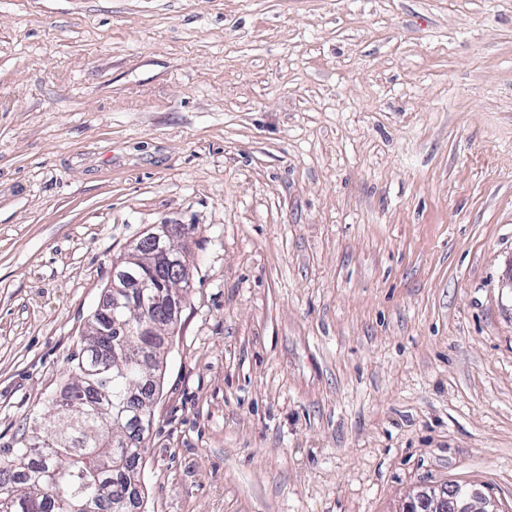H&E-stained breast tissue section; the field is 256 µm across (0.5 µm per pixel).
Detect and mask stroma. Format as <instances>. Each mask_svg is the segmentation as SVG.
I'll use <instances>...</instances> for the list:
<instances>
[{
  "label": "stroma",
  "mask_w": 512,
  "mask_h": 512,
  "mask_svg": "<svg viewBox=\"0 0 512 512\" xmlns=\"http://www.w3.org/2000/svg\"><path fill=\"white\" fill-rule=\"evenodd\" d=\"M185 229L138 512H512V0H0V446ZM495 502L474 487L448 486L427 488L416 492L406 503L403 512H499Z\"/></svg>",
  "instance_id": "stroma-1"
}]
</instances>
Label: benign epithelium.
I'll return each mask as SVG.
<instances>
[{"mask_svg": "<svg viewBox=\"0 0 512 512\" xmlns=\"http://www.w3.org/2000/svg\"><path fill=\"white\" fill-rule=\"evenodd\" d=\"M176 226L156 224L136 243L123 259L113 263L112 281L108 285L105 308L112 314L122 313L129 308L139 312L160 308L168 313L169 319L180 316L182 305L192 288V275L181 251L175 245ZM166 267L170 277L160 284L165 289L164 300H159L151 290L150 276L154 270ZM131 288L140 289L137 301H132ZM124 359L135 361L138 352L128 346L126 324L113 325ZM403 512H499L495 502L474 487L451 489L448 486L427 488L416 492L406 503Z\"/></svg>", "mask_w": 512, "mask_h": 512, "instance_id": "1", "label": "benign epithelium"}]
</instances>
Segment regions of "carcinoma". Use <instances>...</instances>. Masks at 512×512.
<instances>
[{
  "mask_svg": "<svg viewBox=\"0 0 512 512\" xmlns=\"http://www.w3.org/2000/svg\"><path fill=\"white\" fill-rule=\"evenodd\" d=\"M112 324L109 315L92 316L83 348L70 356L66 399L49 398L40 425L0 454V512H84L88 503L96 512H113L115 503L138 495L146 448L136 425L124 433L113 427L112 404L127 405L137 419L159 395L161 375L141 385L137 363L103 367L112 359ZM131 341L144 358L159 359L166 337L144 332Z\"/></svg>",
  "mask_w": 512,
  "mask_h": 512,
  "instance_id": "carcinoma-1",
  "label": "carcinoma"
}]
</instances>
